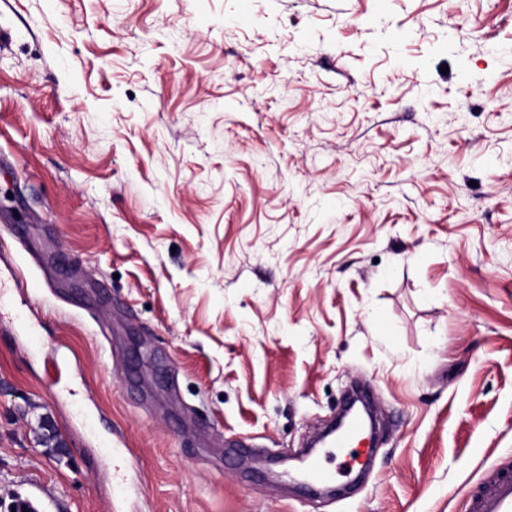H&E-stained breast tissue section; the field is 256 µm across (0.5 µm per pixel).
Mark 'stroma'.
Masks as SVG:
<instances>
[{
  "label": "stroma",
  "mask_w": 512,
  "mask_h": 512,
  "mask_svg": "<svg viewBox=\"0 0 512 512\" xmlns=\"http://www.w3.org/2000/svg\"><path fill=\"white\" fill-rule=\"evenodd\" d=\"M0 512H465L512 463V0H0ZM368 382L336 497L271 477Z\"/></svg>",
  "instance_id": "stroma-1"
}]
</instances>
